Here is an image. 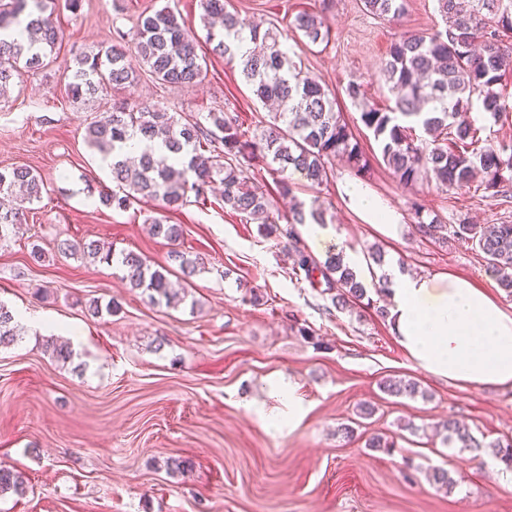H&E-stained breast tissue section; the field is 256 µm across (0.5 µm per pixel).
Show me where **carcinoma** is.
Listing matches in <instances>:
<instances>
[{"mask_svg": "<svg viewBox=\"0 0 512 512\" xmlns=\"http://www.w3.org/2000/svg\"><path fill=\"white\" fill-rule=\"evenodd\" d=\"M365 9L379 18L399 19L405 0H363ZM201 21L221 30L208 32L212 51L238 61L253 95L278 111L258 134L243 128L235 108L225 104L222 112L203 118L167 112L141 102L126 101L112 106L105 121L85 128L88 147L102 156H112V186L98 195L100 204L127 211L143 199L158 202L162 210L183 206L191 196L206 199L208 189L223 186L224 207L258 221L267 236L286 239L297 257L298 269L314 284L336 291L332 303L344 310L364 299L367 291L340 253L321 261L308 253L298 227L325 223L317 201L310 207L294 203L288 222L281 225L270 217L271 203L259 182L248 175L252 161L259 159L278 176L279 193L293 196L292 175L298 173L315 188L328 181L336 159L346 160L355 174L368 168V158L354 137L336 96L327 86L302 74L288 57L283 35L277 28L260 32L226 8V0H199ZM45 0H0V97L20 82L25 72L36 71L56 54L64 34L46 13ZM444 27L430 32L403 33L392 40L381 76L394 94V106L378 108L365 103L366 90L357 82L348 84L346 95L363 106L360 120L372 132L381 158L393 177L405 188L414 187L423 176H433L436 186L454 190L481 177L480 186L494 196H512V146L497 145L481 136L484 128L466 119L472 100L483 112L498 118L503 114V87L512 77V49L502 45L500 34L512 32V0H437ZM292 28L308 42L329 40L324 22L310 13L295 16ZM260 40L257 53L239 52L244 32ZM134 55L114 45L86 52L74 65H66L68 95L74 100L108 90L138 84L140 73L132 65L136 58L161 86L188 87L202 81L205 56L184 17L168 6L139 17L131 34ZM423 134H416V128ZM136 138L142 143L138 160L129 163L124 146ZM44 182L26 166L0 171V245L18 235L29 206L41 201ZM415 231L438 242L448 235L471 242L496 272L499 282L512 294V223L446 224L435 215L423 218V208L414 204ZM152 235L177 246L182 225L151 220ZM64 255H79L119 266L130 285L148 294L151 301L177 308L187 293L171 287L170 270L154 267L139 254L102 251L95 241L63 240ZM170 259L178 264L184 279L194 276L202 262L174 249ZM19 324L13 312L0 302V347L14 343ZM391 396H425L411 379H386L380 383ZM444 442L451 448H480L468 428L455 420L443 423ZM21 472L0 466V494L23 490Z\"/></svg>", "mask_w": 512, "mask_h": 512, "instance_id": "1", "label": "carcinoma"}]
</instances>
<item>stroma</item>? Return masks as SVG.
Masks as SVG:
<instances>
[{
    "instance_id": "obj_1",
    "label": "stroma",
    "mask_w": 512,
    "mask_h": 512,
    "mask_svg": "<svg viewBox=\"0 0 512 512\" xmlns=\"http://www.w3.org/2000/svg\"><path fill=\"white\" fill-rule=\"evenodd\" d=\"M167 4L205 36L198 0H81L75 10L67 0H50L65 32L59 59L24 74L0 98V170L26 165L45 185L25 234L0 245V300L56 326L52 334L27 331L0 349V466L26 480L24 493L0 495V512H512V490L501 484L508 470L488 447L512 440V387L467 386L423 372L390 320L377 317L384 296L371 289L365 302L336 309L322 285L293 276L283 240L261 236L219 195L168 215L184 228L180 249L205 263L179 308L150 304L113 265L58 252L61 240L88 239L169 263L167 243L145 224L155 202L117 212L88 197L87 185L110 183L111 173L85 143V128L113 101L193 115L231 102L252 130L265 114L236 64L213 54L194 86L169 90L144 78L131 89L68 98L65 61L118 43L143 11ZM228 8L280 29L308 11L330 31L319 45L289 37V54L336 93L370 169L358 175L335 162L320 193L323 239L307 251L320 259L362 257L357 272L367 280L390 265L409 276L452 274L512 310V295L470 243L452 236L438 244L416 233L410 200L449 224L512 223V201L425 181L404 189L361 123L360 106L344 94L358 82L369 103L390 105L379 77L388 47L396 33L440 24L436 0H406L396 22L367 13L361 0H229ZM351 183L399 216L400 239L386 238L350 207ZM35 241L43 249L38 262L29 256ZM372 247L383 251V265L367 264ZM94 299L118 309L90 316ZM52 335L71 341L70 362L53 358L46 347ZM391 377L415 380L423 396L384 393L380 384ZM281 379L302 399L293 423L276 386ZM364 404L372 415H361ZM449 419L469 428L478 447L444 445ZM375 434L391 451L367 447ZM172 458L190 461L188 472L168 470ZM436 468L447 470L452 489L429 482Z\"/></svg>"
}]
</instances>
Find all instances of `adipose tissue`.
<instances>
[{"label":"adipose tissue","mask_w":512,"mask_h":512,"mask_svg":"<svg viewBox=\"0 0 512 512\" xmlns=\"http://www.w3.org/2000/svg\"><path fill=\"white\" fill-rule=\"evenodd\" d=\"M353 207L385 236L403 226L360 186L347 188ZM390 318L402 347L433 376L475 386H512V311L471 281L401 275L388 268Z\"/></svg>","instance_id":"adipose-tissue-1"}]
</instances>
